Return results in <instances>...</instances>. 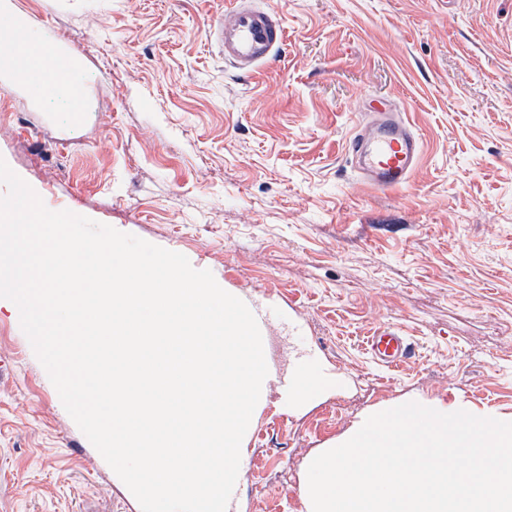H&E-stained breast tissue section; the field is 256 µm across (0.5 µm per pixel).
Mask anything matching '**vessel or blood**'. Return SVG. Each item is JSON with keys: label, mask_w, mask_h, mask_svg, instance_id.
I'll use <instances>...</instances> for the list:
<instances>
[{"label": "vessel or blood", "mask_w": 512, "mask_h": 512, "mask_svg": "<svg viewBox=\"0 0 512 512\" xmlns=\"http://www.w3.org/2000/svg\"><path fill=\"white\" fill-rule=\"evenodd\" d=\"M224 59L240 72L250 73L283 46L286 32L280 18L251 0H233L212 32ZM346 154L370 187L392 190L407 184L421 154V139L397 113L382 111L369 131L352 133ZM366 348L383 365L395 368L414 354L407 336L384 327L366 339Z\"/></svg>", "instance_id": "1"}]
</instances>
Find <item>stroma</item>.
I'll return each instance as SVG.
<instances>
[{"mask_svg":"<svg viewBox=\"0 0 512 512\" xmlns=\"http://www.w3.org/2000/svg\"><path fill=\"white\" fill-rule=\"evenodd\" d=\"M230 0H10L75 68L62 104L0 70V158L52 211L185 255L269 311L281 381L228 512H306L310 458L408 401L512 421V0H264L287 41L252 74ZM422 155L364 185L344 142L376 101ZM409 336L398 370L365 350ZM304 369L310 397L282 386ZM0 512H141L0 309ZM365 344L372 357L388 368L398 367L415 354L408 337L392 327L375 331Z\"/></svg>","mask_w":512,"mask_h":512,"instance_id":"stroma-1","label":"stroma"}]
</instances>
